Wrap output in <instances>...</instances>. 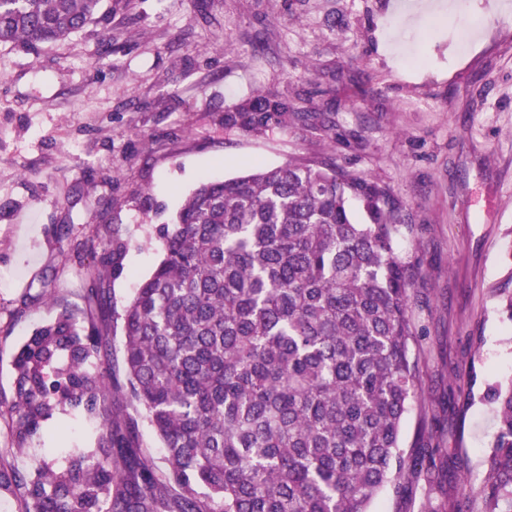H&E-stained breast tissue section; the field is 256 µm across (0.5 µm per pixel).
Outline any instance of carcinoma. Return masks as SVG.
Segmentation results:
<instances>
[{
	"instance_id": "carcinoma-1",
	"label": "carcinoma",
	"mask_w": 512,
	"mask_h": 512,
	"mask_svg": "<svg viewBox=\"0 0 512 512\" xmlns=\"http://www.w3.org/2000/svg\"><path fill=\"white\" fill-rule=\"evenodd\" d=\"M104 0H0V45L68 39L110 18ZM317 118L286 93L224 111L259 134ZM408 225L387 186L334 158L206 180L160 231L163 258L122 313V372L102 367L103 277L126 244L86 267L87 321L62 312L14 362L17 447L58 407L95 422L96 448L32 482L24 512H370L409 472L402 430L419 392L410 345ZM124 393L123 409L105 395ZM496 414L483 512H512V381ZM163 442L161 471L139 421Z\"/></svg>"
}]
</instances>
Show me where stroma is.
<instances>
[{
    "label": "stroma",
    "mask_w": 512,
    "mask_h": 512,
    "mask_svg": "<svg viewBox=\"0 0 512 512\" xmlns=\"http://www.w3.org/2000/svg\"><path fill=\"white\" fill-rule=\"evenodd\" d=\"M106 2L109 23L65 42L0 45V274L26 272L0 284V512H21L44 464L94 445L77 411L21 449L11 420L22 343L88 311L78 243H126L103 282L122 309L200 181L330 154L403 202L415 280L403 440L417 467L371 512H482L496 420L481 393L512 380L493 293L512 274V0H443L414 24L401 0ZM260 91L328 111L333 129H225L224 109ZM429 444L446 456L424 462Z\"/></svg>",
    "instance_id": "stroma-1"
}]
</instances>
